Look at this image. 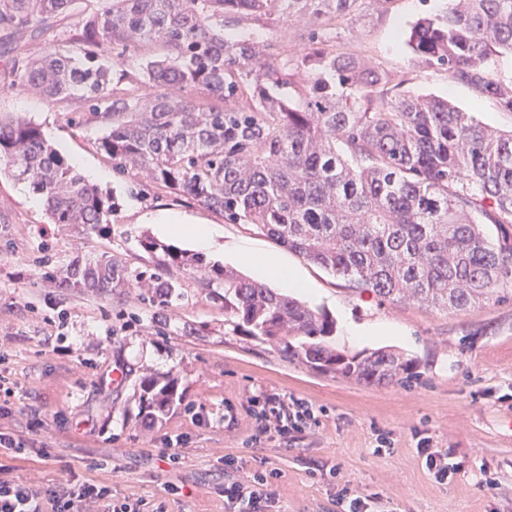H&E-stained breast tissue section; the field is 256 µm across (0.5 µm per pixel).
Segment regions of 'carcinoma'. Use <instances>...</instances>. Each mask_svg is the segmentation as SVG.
<instances>
[{
	"label": "carcinoma",
	"instance_id": "cac0c4a2",
	"mask_svg": "<svg viewBox=\"0 0 512 512\" xmlns=\"http://www.w3.org/2000/svg\"><path fill=\"white\" fill-rule=\"evenodd\" d=\"M73 0H0V28L22 31L70 14ZM77 17L71 47L15 56L13 85L50 101L78 99L107 129L100 148L125 174L144 170L160 190L248 224L279 245L392 303L414 300L446 310L475 306L512 282V129H493L444 97L396 93L391 75L353 55L324 48L296 63L266 60L269 45L226 37L244 20L318 19L357 0H104ZM160 46L164 54L144 50ZM413 59L512 112V81L495 72L512 55V0H452L418 19ZM135 56L136 67L128 64ZM144 82L199 89L198 99ZM28 184L51 223L100 231L113 204L46 140L41 127L0 114V174ZM500 227L497 241L484 225ZM144 249L167 267L201 260L146 237ZM126 268L110 255L73 261L51 275L60 288L112 294ZM161 303L175 286L140 276ZM224 286V312L251 336L283 346L309 367L367 384L408 372L386 351L344 355L322 338L326 313L219 265L207 286ZM300 339L297 346L288 338ZM141 410L154 421L176 400L172 381L140 382Z\"/></svg>",
	"mask_w": 512,
	"mask_h": 512
}]
</instances>
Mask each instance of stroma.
Returning <instances> with one entry per match:
<instances>
[{"mask_svg":"<svg viewBox=\"0 0 512 512\" xmlns=\"http://www.w3.org/2000/svg\"><path fill=\"white\" fill-rule=\"evenodd\" d=\"M448 0H357L332 20L326 42L386 69L400 91L448 97L488 126L512 129V113L478 100L446 73L416 65L405 44L411 23L444 11ZM311 13L245 27L269 43L270 61L309 52ZM10 54L0 52V113L41 126L80 173L109 172L99 187L115 203L100 232L51 224L28 185L0 178V375L15 384L0 431L47 442L50 458H15L0 450L7 477L39 488L71 476L109 485L112 502L141 512H248L228 502L231 483L267 478L265 512H336V493L371 497L373 512H512V288L480 305L448 312L414 301L390 303L351 289L247 224L150 185L146 175L113 173L99 148L104 126L77 99L49 102L12 84ZM181 212L211 224L215 247L204 262L228 265L240 245L279 257L316 290L304 303L336 321L325 344L355 355L378 349L413 363V378L366 385L318 372L260 339L224 313V291L204 270H159L141 241L156 235L146 213ZM109 254L130 277L111 295L57 287L49 273L75 259ZM160 273L176 289L152 303L136 274ZM388 323L399 340L353 342L342 320ZM120 371L121 382L110 380ZM172 379L178 401L146 420L140 381ZM299 399L313 416L282 434L273 403ZM447 455L455 470L438 480L421 447ZM178 459H171L172 449Z\"/></svg>","mask_w":512,"mask_h":512,"instance_id":"1","label":"stroma"}]
</instances>
